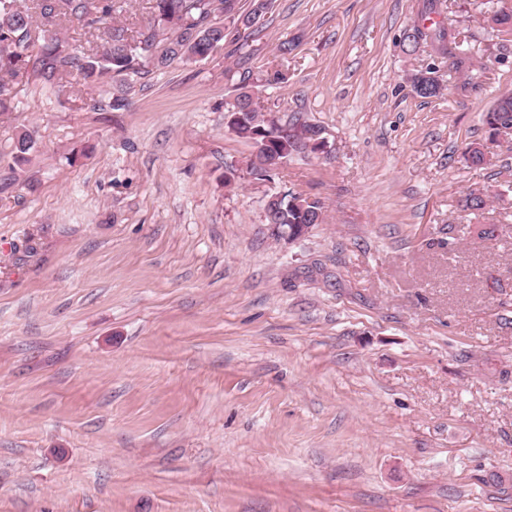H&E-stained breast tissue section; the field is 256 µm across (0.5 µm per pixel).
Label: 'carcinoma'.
Listing matches in <instances>:
<instances>
[{
  "label": "carcinoma",
  "instance_id": "cac0c4a2",
  "mask_svg": "<svg viewBox=\"0 0 512 512\" xmlns=\"http://www.w3.org/2000/svg\"><path fill=\"white\" fill-rule=\"evenodd\" d=\"M0 0V112H12L26 94L27 78L33 76L51 93H60L64 83L75 81L87 87L112 86L109 107L114 112L129 106L128 95L135 82L152 66L158 70L175 62L204 58L213 46L224 42L225 33L249 29L269 9L270 0H252L242 12L238 0H220L222 17L212 15V0H148V24L133 34L114 24L122 12V0ZM52 25L77 23L87 39H104L102 48L80 50L50 30L35 34L36 17ZM496 30L512 32V9L491 14ZM422 41L432 44L437 54L450 61L460 77L458 89L465 92L484 85L486 69L473 63L470 54L460 49L456 36L445 21L433 28L412 26L405 30L403 46L416 51ZM436 68L426 66L412 74L414 93L422 98L440 97L444 87L434 77ZM230 112H249V121L233 128L237 136L253 143L281 160L305 149L324 147L321 128L304 125L283 128L266 121L253 106L252 95L242 92L228 108ZM484 121L489 137L499 135L500 127L512 122V92L501 95ZM34 132L23 127L16 133L10 151L0 155V164L10 173L23 170L35 151ZM280 224H321L323 204L317 199L292 192L284 193L277 213Z\"/></svg>",
  "mask_w": 512,
  "mask_h": 512
}]
</instances>
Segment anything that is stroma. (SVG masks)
Listing matches in <instances>:
<instances>
[{"mask_svg": "<svg viewBox=\"0 0 512 512\" xmlns=\"http://www.w3.org/2000/svg\"><path fill=\"white\" fill-rule=\"evenodd\" d=\"M510 7L454 0L488 75L465 94L403 48L422 0H271L121 112L30 82L0 115V153L37 140L0 171V512H512V138L483 121ZM430 63L439 98L410 86ZM243 88L326 151L256 175ZM288 190L325 221L284 245ZM36 140L34 132L23 127L16 133L10 151L4 156L0 155V164L7 168L11 174L23 170L31 161L35 151Z\"/></svg>", "mask_w": 512, "mask_h": 512, "instance_id": "35a3bbf8", "label": "stroma"}]
</instances>
